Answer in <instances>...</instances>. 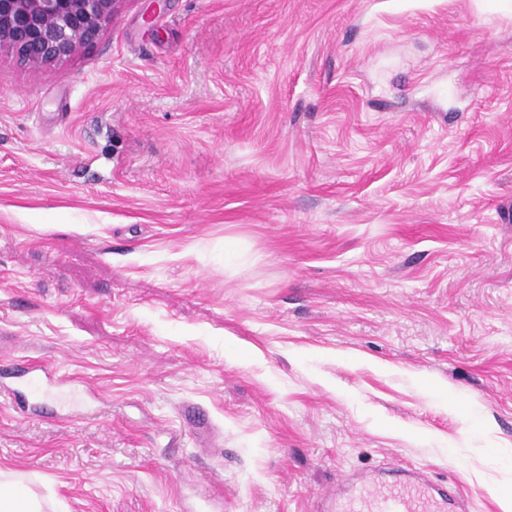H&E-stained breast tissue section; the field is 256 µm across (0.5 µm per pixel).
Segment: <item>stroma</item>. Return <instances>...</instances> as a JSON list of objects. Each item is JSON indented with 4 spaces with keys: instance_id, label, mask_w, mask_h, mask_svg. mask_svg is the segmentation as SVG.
Listing matches in <instances>:
<instances>
[{
    "instance_id": "1",
    "label": "stroma",
    "mask_w": 512,
    "mask_h": 512,
    "mask_svg": "<svg viewBox=\"0 0 512 512\" xmlns=\"http://www.w3.org/2000/svg\"><path fill=\"white\" fill-rule=\"evenodd\" d=\"M150 4L0 53L5 354L81 391L0 394V467L58 512H319L391 466L502 512L512 0ZM180 417L196 437L207 438L213 433L214 424L196 404L183 405Z\"/></svg>"
}]
</instances>
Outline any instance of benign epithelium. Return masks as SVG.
I'll return each instance as SVG.
<instances>
[{
  "label": "benign epithelium",
  "instance_id": "obj_1",
  "mask_svg": "<svg viewBox=\"0 0 512 512\" xmlns=\"http://www.w3.org/2000/svg\"><path fill=\"white\" fill-rule=\"evenodd\" d=\"M131 0H0V50L31 68L60 64L93 44Z\"/></svg>",
  "mask_w": 512,
  "mask_h": 512
}]
</instances>
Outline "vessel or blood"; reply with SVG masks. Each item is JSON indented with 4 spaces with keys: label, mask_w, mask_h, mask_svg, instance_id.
<instances>
[{
    "label": "vessel or blood",
    "mask_w": 512,
    "mask_h": 512,
    "mask_svg": "<svg viewBox=\"0 0 512 512\" xmlns=\"http://www.w3.org/2000/svg\"><path fill=\"white\" fill-rule=\"evenodd\" d=\"M9 376L17 382L11 394L17 410L24 415L34 411L25 387L47 395L71 383L68 375L36 363L12 370ZM180 417L196 437H209L214 430L210 418L196 404L183 405ZM458 503L457 497L427 480L421 472L399 471L391 479L376 475L358 486L350 478H343L325 495L322 508L324 512H453Z\"/></svg>",
    "instance_id": "b4317fda"
}]
</instances>
